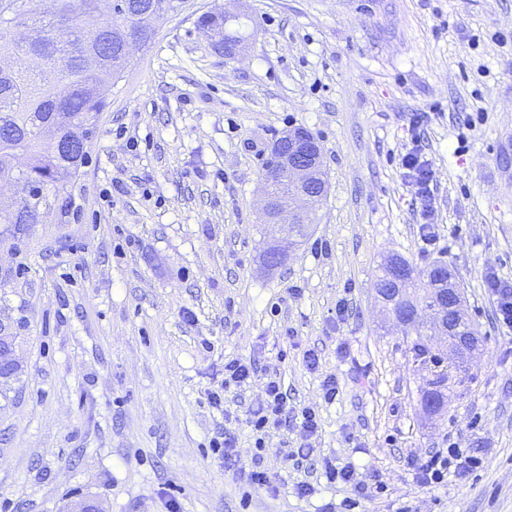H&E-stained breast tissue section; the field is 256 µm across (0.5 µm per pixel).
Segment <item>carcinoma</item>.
Returning <instances> with one entry per match:
<instances>
[{
    "instance_id": "obj_1",
    "label": "carcinoma",
    "mask_w": 512,
    "mask_h": 512,
    "mask_svg": "<svg viewBox=\"0 0 512 512\" xmlns=\"http://www.w3.org/2000/svg\"><path fill=\"white\" fill-rule=\"evenodd\" d=\"M127 2L134 0H114L112 50L97 60L88 59L87 52L98 43L100 32L80 25L79 20L96 12L98 0H48L40 14L29 13L26 0H11L10 10L0 13V58L13 61L10 69H0V177L23 178L38 189L34 207L25 216L14 215L12 204L0 199V224L7 225L3 233L13 239L25 234L24 225L39 223L42 214L63 210L68 186L87 155L52 154L48 133L65 137L79 131L89 139L95 135L109 97L99 83L98 70L109 69L118 77L126 67L123 5ZM199 22L219 35L227 34L232 44L246 40L239 31L229 29L231 22L221 13H205ZM17 26L42 31L45 37L20 46L11 34ZM404 265L422 283L421 292L409 298L408 306L433 300L436 279L427 278L426 271L407 261ZM448 379L446 372L437 375L424 391L423 402H446L443 388Z\"/></svg>"
}]
</instances>
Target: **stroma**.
Segmentation results:
<instances>
[{
	"label": "stroma",
	"instance_id": "stroma-1",
	"mask_svg": "<svg viewBox=\"0 0 512 512\" xmlns=\"http://www.w3.org/2000/svg\"><path fill=\"white\" fill-rule=\"evenodd\" d=\"M223 5L187 0L160 19L110 87L67 212L0 238V317L16 325L19 363L0 384V512L340 503L345 487L287 462L297 432L271 433L262 451L275 495L246 492L210 448L231 429L251 465L245 412L271 377L318 407L315 460L382 484L355 512H512V330L485 286L491 272L512 283V0H238L250 20L233 59L197 24ZM417 112L437 179L431 250L402 178ZM299 126L322 146L327 193L287 265L267 271L261 162ZM396 255L448 264L479 334L438 415L422 401L431 358L375 297L378 266ZM232 357L257 373L220 412L207 394ZM329 374L340 393L325 404ZM452 443L478 468L422 486L419 465ZM304 479L318 484L306 499L293 490Z\"/></svg>",
	"mask_w": 512,
	"mask_h": 512
}]
</instances>
